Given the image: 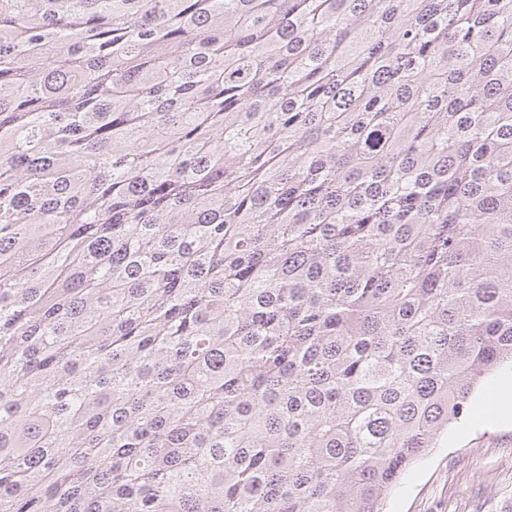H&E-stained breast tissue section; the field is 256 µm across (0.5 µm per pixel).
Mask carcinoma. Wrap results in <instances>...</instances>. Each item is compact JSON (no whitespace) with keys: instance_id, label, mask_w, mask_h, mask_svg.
Listing matches in <instances>:
<instances>
[{"instance_id":"carcinoma-1","label":"carcinoma","mask_w":512,"mask_h":512,"mask_svg":"<svg viewBox=\"0 0 512 512\" xmlns=\"http://www.w3.org/2000/svg\"><path fill=\"white\" fill-rule=\"evenodd\" d=\"M512 368V0H0V512H380Z\"/></svg>"}]
</instances>
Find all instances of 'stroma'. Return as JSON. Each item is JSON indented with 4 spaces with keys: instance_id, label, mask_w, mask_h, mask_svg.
<instances>
[{
    "instance_id": "stroma-1",
    "label": "stroma",
    "mask_w": 512,
    "mask_h": 512,
    "mask_svg": "<svg viewBox=\"0 0 512 512\" xmlns=\"http://www.w3.org/2000/svg\"><path fill=\"white\" fill-rule=\"evenodd\" d=\"M383 512H512V418L453 426L406 473Z\"/></svg>"
}]
</instances>
